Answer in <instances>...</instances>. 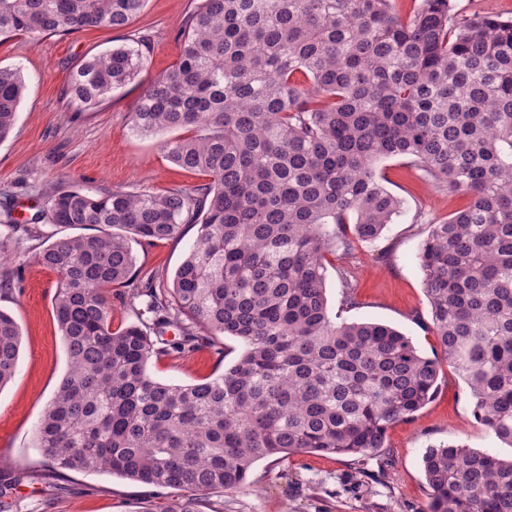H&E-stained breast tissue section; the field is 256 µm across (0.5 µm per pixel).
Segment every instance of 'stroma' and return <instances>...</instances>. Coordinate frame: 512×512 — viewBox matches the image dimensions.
Instances as JSON below:
<instances>
[{
  "label": "stroma",
  "mask_w": 512,
  "mask_h": 512,
  "mask_svg": "<svg viewBox=\"0 0 512 512\" xmlns=\"http://www.w3.org/2000/svg\"><path fill=\"white\" fill-rule=\"evenodd\" d=\"M192 0H147L124 30L90 28L65 36L33 40L15 36L0 42V66L20 69L27 90L12 134L0 142V241L8 258L0 263V309L22 329L17 372L0 390V478L11 479L9 512H166L180 498L177 490L153 488L109 473L66 472L60 478L15 476L13 469L42 467L36 426L68 371V358L53 311L58 276L36 257L62 228L29 225L47 193L77 186L90 191L146 189L165 193L200 183V176L178 170L161 142L132 128L143 92L177 60L184 20ZM145 37L147 62L134 81L114 90L92 110L67 105L61 92L82 61ZM385 186L402 198L399 216L373 242L355 243L350 253L336 251L326 262V297L337 320H374L409 336L427 356L439 346L431 331L430 306L417 253L432 224L464 208L467 196L426 182L394 157L379 165ZM197 235H182L152 245L133 243L141 273L171 284ZM349 271L358 308L343 304L340 271ZM238 340L218 336L212 347L151 358L157 381L189 385L222 374L243 353ZM440 444L512 455L472 416L466 383L443 366L439 390L409 420L387 431L385 448L374 457L307 453L281 461H257L247 488L227 494L211 491L197 501V512H423L427 502L422 455Z\"/></svg>",
  "instance_id": "1"
}]
</instances>
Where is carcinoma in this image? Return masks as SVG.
Segmentation results:
<instances>
[{
  "mask_svg": "<svg viewBox=\"0 0 512 512\" xmlns=\"http://www.w3.org/2000/svg\"><path fill=\"white\" fill-rule=\"evenodd\" d=\"M146 0H0V37L123 30ZM145 39L87 58L63 98L91 110L133 80ZM26 88L0 67V141ZM133 129L162 143L191 189L58 190L31 223L92 227L37 260L54 296L69 371L36 428L43 466L110 472L197 495L237 493L259 460L371 456L388 428L434 397L442 364L467 384L475 420L512 448V18H459L450 0H199L175 65L140 98ZM402 157L470 197L430 225L417 259L440 353L377 322H335L326 253L380 238L401 210L377 164ZM198 226L172 287L136 281L130 241ZM145 297L112 329L110 290ZM149 317H144V313ZM178 336L165 340L166 329ZM215 336L244 343L224 373L154 380L152 356ZM22 332L0 310V389ZM423 512H512V457L464 445L422 456Z\"/></svg>",
  "mask_w": 512,
  "mask_h": 512,
  "instance_id": "carcinoma-1",
  "label": "carcinoma"
}]
</instances>
